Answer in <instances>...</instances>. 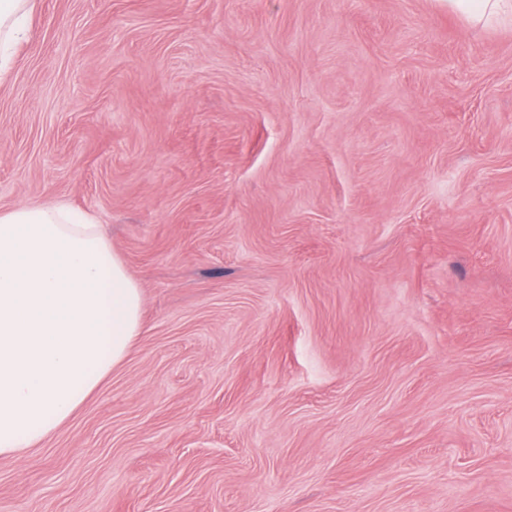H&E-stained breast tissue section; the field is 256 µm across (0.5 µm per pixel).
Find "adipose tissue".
<instances>
[{
  "label": "adipose tissue",
  "instance_id": "obj_1",
  "mask_svg": "<svg viewBox=\"0 0 512 512\" xmlns=\"http://www.w3.org/2000/svg\"><path fill=\"white\" fill-rule=\"evenodd\" d=\"M472 25L512 0H446ZM142 292L94 216L66 204L0 211V457L23 458L129 353Z\"/></svg>",
  "mask_w": 512,
  "mask_h": 512
}]
</instances>
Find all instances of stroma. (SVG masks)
Here are the masks:
<instances>
[{"mask_svg": "<svg viewBox=\"0 0 512 512\" xmlns=\"http://www.w3.org/2000/svg\"><path fill=\"white\" fill-rule=\"evenodd\" d=\"M33 2L0 211L93 214L143 329L0 512H512V24Z\"/></svg>", "mask_w": 512, "mask_h": 512, "instance_id": "stroma-1", "label": "stroma"}]
</instances>
